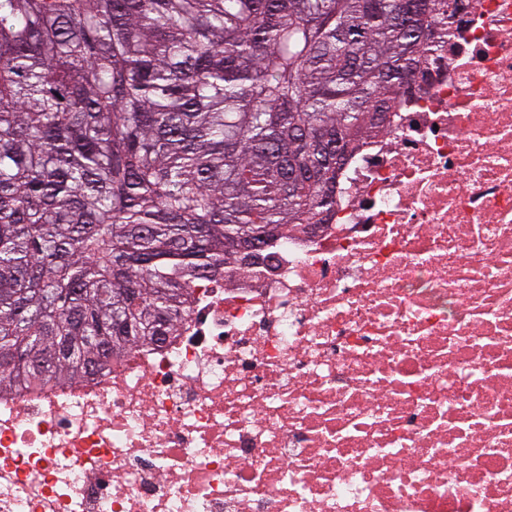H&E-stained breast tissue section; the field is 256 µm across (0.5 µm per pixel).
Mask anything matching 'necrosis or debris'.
Segmentation results:
<instances>
[{"label": "necrosis or debris", "mask_w": 512, "mask_h": 512, "mask_svg": "<svg viewBox=\"0 0 512 512\" xmlns=\"http://www.w3.org/2000/svg\"><path fill=\"white\" fill-rule=\"evenodd\" d=\"M465 19L326 223L0 392V512H512V0Z\"/></svg>", "instance_id": "4bbe7bcc"}]
</instances>
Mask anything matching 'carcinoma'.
Segmentation results:
<instances>
[{"mask_svg": "<svg viewBox=\"0 0 512 512\" xmlns=\"http://www.w3.org/2000/svg\"><path fill=\"white\" fill-rule=\"evenodd\" d=\"M461 2L0 0V390L159 341L242 240L323 223Z\"/></svg>", "mask_w": 512, "mask_h": 512, "instance_id": "cac0c4a2", "label": "carcinoma"}]
</instances>
